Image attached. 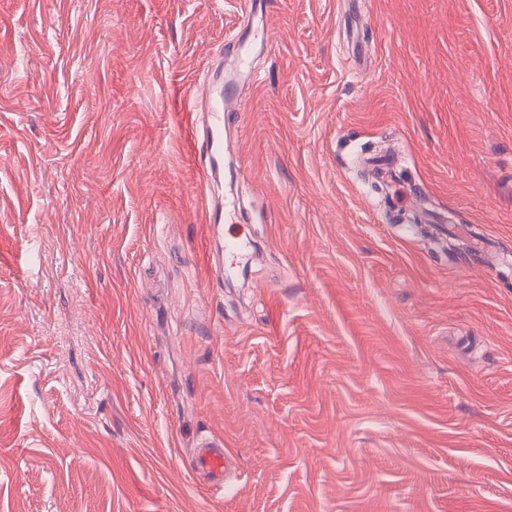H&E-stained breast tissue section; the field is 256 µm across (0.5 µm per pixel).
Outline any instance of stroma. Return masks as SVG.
Returning a JSON list of instances; mask_svg holds the SVG:
<instances>
[{"label":"stroma","mask_w":512,"mask_h":512,"mask_svg":"<svg viewBox=\"0 0 512 512\" xmlns=\"http://www.w3.org/2000/svg\"><path fill=\"white\" fill-rule=\"evenodd\" d=\"M257 19L213 185L238 0H0V512H512V0ZM217 69V67H216ZM202 80L195 86L191 95L193 109L199 108L206 113V133L200 141V150L210 154L211 163L207 172L212 177L220 174L221 161H224V114L238 112L240 109L239 91L236 88L238 79L221 80L223 68L219 74L220 91L216 94L214 75ZM219 98L220 102L216 99ZM232 465V454L224 448V440L219 437L198 442L187 460V468L193 476L213 489L224 488Z\"/></svg>","instance_id":"1"}]
</instances>
